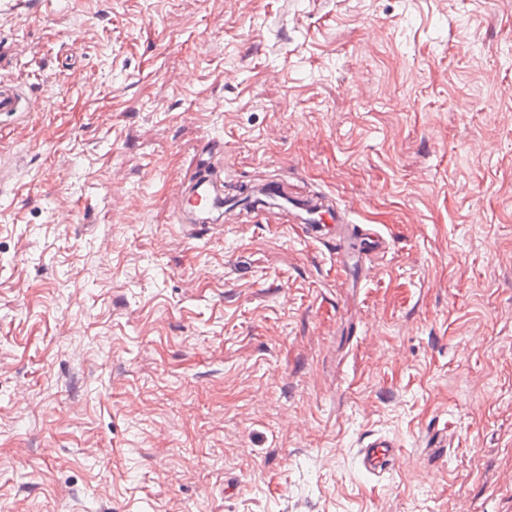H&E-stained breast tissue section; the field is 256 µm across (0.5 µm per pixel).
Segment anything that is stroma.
Returning <instances> with one entry per match:
<instances>
[{"label":"stroma","instance_id":"35a3bbf8","mask_svg":"<svg viewBox=\"0 0 512 512\" xmlns=\"http://www.w3.org/2000/svg\"><path fill=\"white\" fill-rule=\"evenodd\" d=\"M0 78V512H512V0H0ZM211 140L388 252L188 233ZM37 102L21 85L8 80L0 82V115L23 116L34 112ZM357 450L360 468L367 474L376 475L394 465L399 444L381 437L364 438Z\"/></svg>","mask_w":512,"mask_h":512}]
</instances>
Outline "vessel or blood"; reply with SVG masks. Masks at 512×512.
I'll use <instances>...</instances> for the list:
<instances>
[{
    "instance_id": "vessel-or-blood-1",
    "label": "vessel or blood",
    "mask_w": 512,
    "mask_h": 512,
    "mask_svg": "<svg viewBox=\"0 0 512 512\" xmlns=\"http://www.w3.org/2000/svg\"><path fill=\"white\" fill-rule=\"evenodd\" d=\"M36 106V99L21 85L8 80L0 82V115L20 117L35 111ZM261 191L282 199L293 223L302 225L309 238L335 242L338 264H346L354 257L367 260L387 249V240L376 225L350 223L344 210L322 194L295 195L288 192L285 182L280 180L262 184ZM177 200L183 223H221L224 185L219 171L203 168L191 173L181 182ZM396 448L392 440L364 438L357 450L360 468L371 475L390 469L396 459Z\"/></svg>"
}]
</instances>
